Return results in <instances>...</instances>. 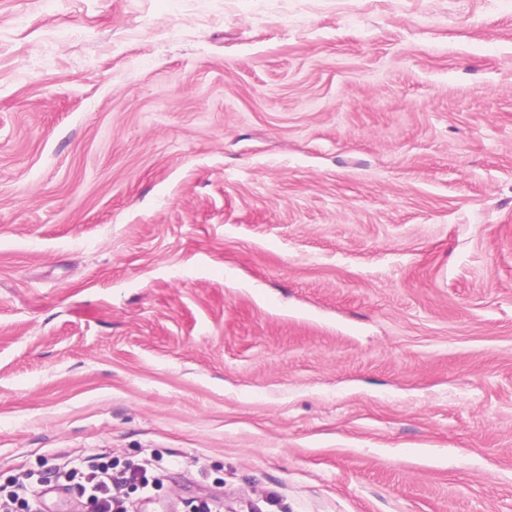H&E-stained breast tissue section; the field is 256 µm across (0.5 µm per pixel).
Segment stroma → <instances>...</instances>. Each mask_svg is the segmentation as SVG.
<instances>
[{
	"label": "stroma",
	"mask_w": 512,
	"mask_h": 512,
	"mask_svg": "<svg viewBox=\"0 0 512 512\" xmlns=\"http://www.w3.org/2000/svg\"><path fill=\"white\" fill-rule=\"evenodd\" d=\"M512 512V0H0V488ZM87 462L89 466L73 485L77 493L75 506L87 507L89 504L92 512H134L135 505L126 500L122 491L124 486L136 480L148 485L146 470L128 466L126 470L114 473L112 456L106 454L90 457ZM73 486L69 488L71 491Z\"/></svg>",
	"instance_id": "stroma-1"
}]
</instances>
